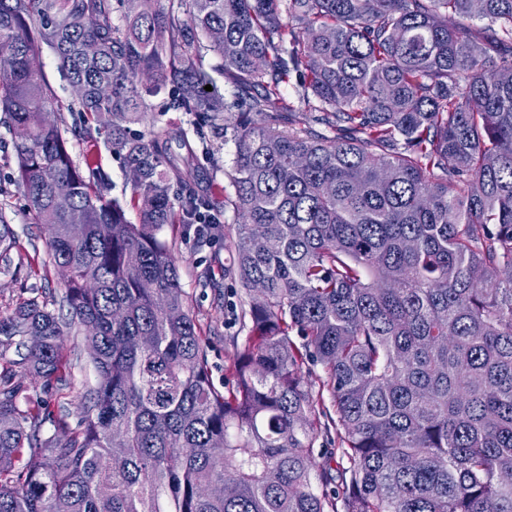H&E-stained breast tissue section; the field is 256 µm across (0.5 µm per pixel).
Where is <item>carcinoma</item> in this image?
<instances>
[{"instance_id":"1","label":"carcinoma","mask_w":512,"mask_h":512,"mask_svg":"<svg viewBox=\"0 0 512 512\" xmlns=\"http://www.w3.org/2000/svg\"><path fill=\"white\" fill-rule=\"evenodd\" d=\"M44 46L83 88L73 136L106 133L138 222L75 165ZM207 54L241 101L232 198L151 104L224 126ZM2 55L15 183L71 274L68 318L32 298L0 319V347L25 349L0 367V512H512V0H0ZM293 75L329 133L285 129ZM229 207L224 277L262 297L241 302L221 393L158 233L206 245ZM13 247L0 219V271ZM86 323L99 383L70 429L14 366L64 382V328ZM323 418L347 463L331 494Z\"/></svg>"}]
</instances>
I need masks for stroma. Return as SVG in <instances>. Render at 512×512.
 <instances>
[{
  "mask_svg": "<svg viewBox=\"0 0 512 512\" xmlns=\"http://www.w3.org/2000/svg\"><path fill=\"white\" fill-rule=\"evenodd\" d=\"M167 118L189 128L197 144L196 164L203 183L223 187L225 195H233L234 188L227 176L235 155L232 131L217 135L206 123L193 120L192 116L182 112L168 113ZM70 145L76 163H83L86 154H93L97 167L109 178L110 196L129 201L131 192L125 173L105 135H98L92 144L74 139ZM14 171L13 134L8 124L1 122L0 213L6 215L16 244L10 253V274L0 273V316H8L19 302L31 298L57 299V313L66 314V307L60 303L63 273L46 262L47 232L43 226L32 223L26 201L13 180ZM159 237L178 259L182 287L189 311L206 345L213 383L219 388L232 384L230 367L236 354L235 340L241 334L238 314L244 291L238 283L222 276L230 253L220 238L212 245L197 247L192 239L183 236L182 228L177 224L165 225ZM65 344L71 360L66 388H48L42 380L27 375L22 378L28 388V397L48 398L57 411H68L73 396L95 387L98 382L97 372L84 346L83 332L71 331Z\"/></svg>",
  "mask_w": 512,
  "mask_h": 512,
  "instance_id": "35a3bbf8",
  "label": "stroma"
}]
</instances>
